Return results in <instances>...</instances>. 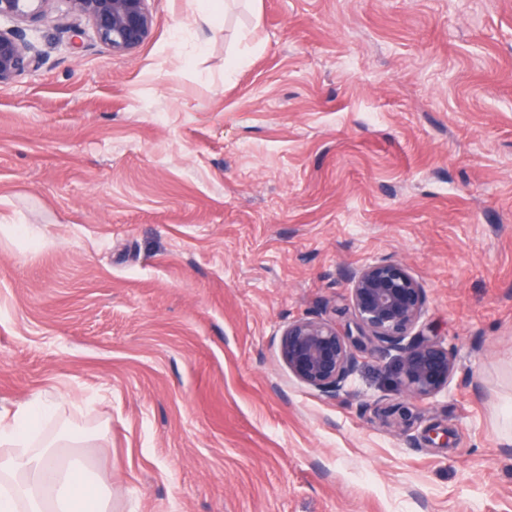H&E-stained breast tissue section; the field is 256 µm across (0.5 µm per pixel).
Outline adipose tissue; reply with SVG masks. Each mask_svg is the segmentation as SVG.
<instances>
[{
	"mask_svg": "<svg viewBox=\"0 0 512 512\" xmlns=\"http://www.w3.org/2000/svg\"><path fill=\"white\" fill-rule=\"evenodd\" d=\"M93 440L60 427L43 394L0 411V512H109L112 491L92 480L81 455Z\"/></svg>",
	"mask_w": 512,
	"mask_h": 512,
	"instance_id": "1",
	"label": "adipose tissue"
}]
</instances>
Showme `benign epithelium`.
<instances>
[{"label":"benign epithelium","mask_w":512,"mask_h":512,"mask_svg":"<svg viewBox=\"0 0 512 512\" xmlns=\"http://www.w3.org/2000/svg\"><path fill=\"white\" fill-rule=\"evenodd\" d=\"M53 0H0V21L41 19ZM70 14L84 19L113 54L140 48L151 36L149 0H66ZM42 65V55L20 29L0 27V85ZM352 318L340 324L313 317L288 324L281 352L291 372L327 397L341 392L370 346L394 353L403 396L423 402L434 396L455 369L453 355L431 336L415 331L424 306V287L402 264L380 260L349 277Z\"/></svg>","instance_id":"obj_1"}]
</instances>
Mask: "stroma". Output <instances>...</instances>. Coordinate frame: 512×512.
<instances>
[{"instance_id":"1","label":"stroma","mask_w":512,"mask_h":512,"mask_svg":"<svg viewBox=\"0 0 512 512\" xmlns=\"http://www.w3.org/2000/svg\"><path fill=\"white\" fill-rule=\"evenodd\" d=\"M150 7L120 56L56 0L0 86V407L107 425L112 512H512V0ZM382 259L455 358L409 427L381 351L332 398L281 354ZM196 22L217 29L224 22L223 0H197L194 1Z\"/></svg>"}]
</instances>
